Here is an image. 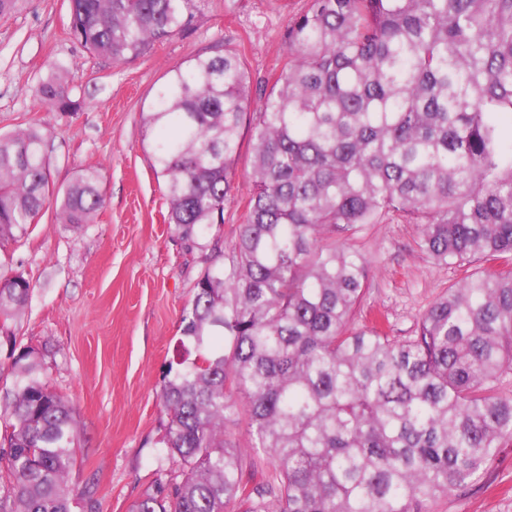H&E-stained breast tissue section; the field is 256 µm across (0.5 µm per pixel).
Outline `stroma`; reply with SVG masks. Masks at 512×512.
Instances as JSON below:
<instances>
[{"mask_svg":"<svg viewBox=\"0 0 512 512\" xmlns=\"http://www.w3.org/2000/svg\"><path fill=\"white\" fill-rule=\"evenodd\" d=\"M309 0H197L189 25L134 59L113 64L69 34L67 0H17L0 14V133L28 126L45 135L49 180L66 189L83 169L99 176L105 206L93 223H58L53 208L30 233L0 246V270L32 286L28 306L0 319V424L13 385L11 347L42 357V379L73 408L75 464L68 475L74 512H128L179 464L161 448L162 377L176 359L181 316L210 252L189 247L167 223L164 180L148 157L144 118L171 68L230 47L242 56L252 99L286 57L290 18ZM59 61L69 69L77 108L36 104L31 89ZM243 147L224 221L207 238L230 245L246 215ZM414 225L392 218L353 245L369 261L356 327L384 316L392 335H412L419 314L460 272L421 252ZM435 512H512V446L475 487L438 500Z\"/></svg>","mask_w":512,"mask_h":512,"instance_id":"stroma-1","label":"stroma"}]
</instances>
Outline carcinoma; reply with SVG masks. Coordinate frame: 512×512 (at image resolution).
Returning a JSON list of instances; mask_svg holds the SVG:
<instances>
[{"instance_id": "obj_1", "label": "carcinoma", "mask_w": 512, "mask_h": 512, "mask_svg": "<svg viewBox=\"0 0 512 512\" xmlns=\"http://www.w3.org/2000/svg\"><path fill=\"white\" fill-rule=\"evenodd\" d=\"M193 0H68L69 34L113 63L183 30ZM288 62L250 106L229 47L169 71L145 125L168 220L199 244L224 223L250 131L248 209L195 284L168 366L160 444L178 475L129 512H432L512 445V0H310ZM69 112L68 70L32 88ZM35 126L0 134V245L55 206L60 224L104 207L96 171L60 192ZM398 216L464 276L398 339L357 329L369 262L348 240ZM30 283L0 274V316ZM0 431V512H73L76 420L11 347ZM244 403L253 456L226 438Z\"/></svg>"}]
</instances>
